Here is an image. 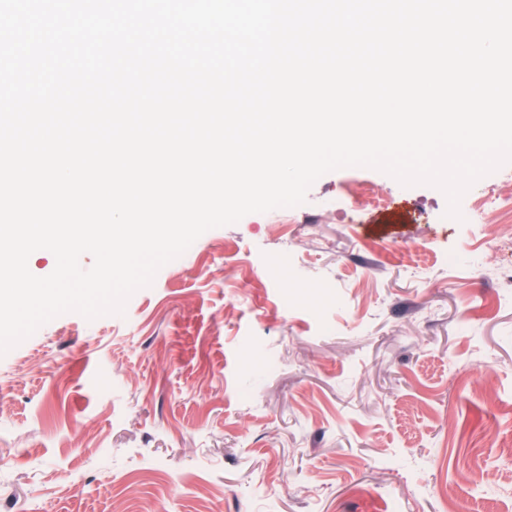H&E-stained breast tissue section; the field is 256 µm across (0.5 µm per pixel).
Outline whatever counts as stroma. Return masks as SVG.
<instances>
[{
  "instance_id": "stroma-1",
  "label": "stroma",
  "mask_w": 512,
  "mask_h": 512,
  "mask_svg": "<svg viewBox=\"0 0 512 512\" xmlns=\"http://www.w3.org/2000/svg\"><path fill=\"white\" fill-rule=\"evenodd\" d=\"M483 193L512 225V164ZM446 210L331 171L41 326L0 357V512H512V243Z\"/></svg>"
}]
</instances>
